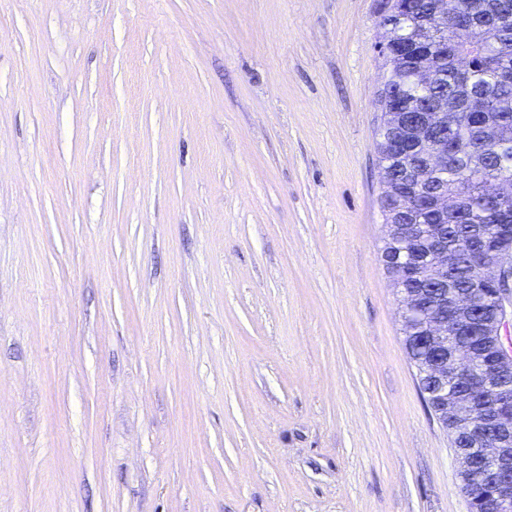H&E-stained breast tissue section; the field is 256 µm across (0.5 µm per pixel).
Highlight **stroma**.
I'll use <instances>...</instances> for the list:
<instances>
[{"mask_svg":"<svg viewBox=\"0 0 512 512\" xmlns=\"http://www.w3.org/2000/svg\"><path fill=\"white\" fill-rule=\"evenodd\" d=\"M383 0H0V512H469L380 260Z\"/></svg>","mask_w":512,"mask_h":512,"instance_id":"35a3bbf8","label":"stroma"}]
</instances>
